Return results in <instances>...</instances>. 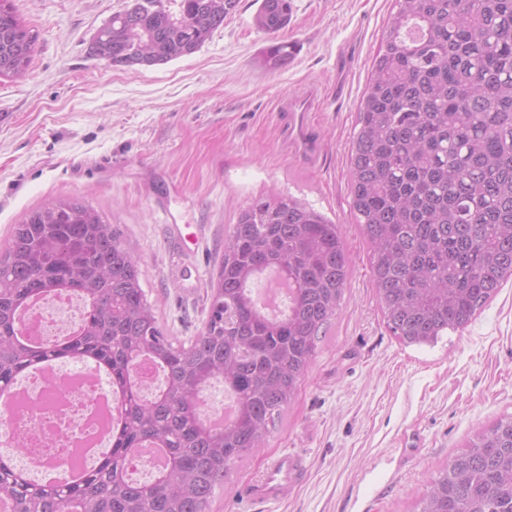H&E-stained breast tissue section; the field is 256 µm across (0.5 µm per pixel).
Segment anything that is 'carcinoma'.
I'll return each instance as SVG.
<instances>
[{
    "label": "carcinoma",
    "instance_id": "1",
    "mask_svg": "<svg viewBox=\"0 0 512 512\" xmlns=\"http://www.w3.org/2000/svg\"><path fill=\"white\" fill-rule=\"evenodd\" d=\"M357 116L350 195L372 249L385 324L405 345L465 328L512 280V0H397ZM239 0H132L96 33L114 65L190 55ZM291 0H261L257 29L288 26ZM36 35L0 0V70L23 74ZM292 57L265 48L270 71ZM273 273L288 309L272 317L251 284ZM135 248L74 197L30 211L0 248V392L34 361L91 359L120 393L105 461L76 485L25 483L0 464L9 512H209L234 465L261 448L306 377L340 310L350 262L338 225L289 196L241 208L210 283L204 330L176 342L142 287ZM73 293L85 315L66 339L29 344L19 312L32 297ZM148 355L165 377L142 397L132 370ZM215 381L232 396L221 429L205 418ZM146 442L162 450L153 479L130 478ZM416 512H512V415L478 432L434 478Z\"/></svg>",
    "mask_w": 512,
    "mask_h": 512
}]
</instances>
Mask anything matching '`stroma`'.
Wrapping results in <instances>:
<instances>
[{
  "label": "stroma",
  "instance_id": "35a3bbf8",
  "mask_svg": "<svg viewBox=\"0 0 512 512\" xmlns=\"http://www.w3.org/2000/svg\"><path fill=\"white\" fill-rule=\"evenodd\" d=\"M129 0H12L36 36L25 75L0 77V246L25 214L79 198L138 250L142 286L169 335L204 327L224 231L259 197L288 195L335 222L351 261L341 309L264 446L215 492L210 512H413L477 431L512 414V280L436 344L388 331L371 249L350 207L357 112L396 0H292L276 36L240 0L195 53L115 66L90 43ZM296 43L272 72L262 50ZM314 93L317 157L287 149L275 114ZM306 471L286 500L242 499L280 452Z\"/></svg>",
  "mask_w": 512,
  "mask_h": 512
}]
</instances>
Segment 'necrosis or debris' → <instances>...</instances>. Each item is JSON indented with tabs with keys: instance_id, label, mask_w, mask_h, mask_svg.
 Masks as SVG:
<instances>
[{
	"instance_id": "4bbe7bcc",
	"label": "necrosis or debris",
	"mask_w": 512,
	"mask_h": 512,
	"mask_svg": "<svg viewBox=\"0 0 512 512\" xmlns=\"http://www.w3.org/2000/svg\"><path fill=\"white\" fill-rule=\"evenodd\" d=\"M83 316L79 297L55 294L30 306L21 325L29 337L49 342L71 333ZM106 395L99 377L78 365L56 368L47 378L25 383L19 397L0 405V450L10 451L12 437L27 436L18 463L67 474L86 463L81 447H92L102 437Z\"/></svg>"
}]
</instances>
